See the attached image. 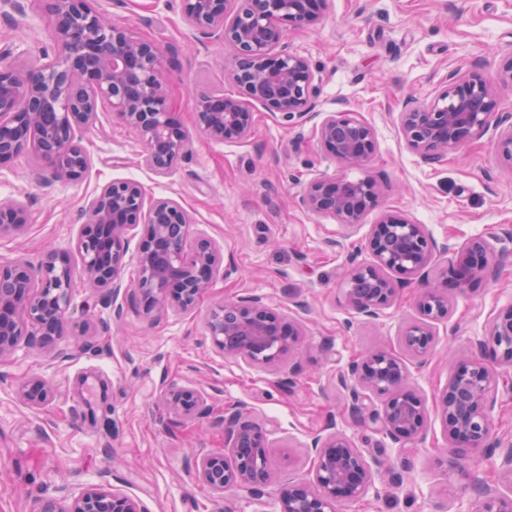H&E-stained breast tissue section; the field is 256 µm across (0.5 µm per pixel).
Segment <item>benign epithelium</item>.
<instances>
[{"label":"benign epithelium","mask_w":512,"mask_h":512,"mask_svg":"<svg viewBox=\"0 0 512 512\" xmlns=\"http://www.w3.org/2000/svg\"><path fill=\"white\" fill-rule=\"evenodd\" d=\"M54 17V54H41L37 66L21 55L0 56V167L10 163L32 142L47 163L49 178L78 182L90 160L77 132L94 124L108 110L131 128L144 145V164L167 175L185 153L186 137L174 122L162 80L164 58L150 40L112 23L91 0H48ZM328 0H180L186 23L204 35L224 41L233 58L230 78L242 97L202 95L196 122L208 138L224 142L246 140L254 124L252 107L271 114L320 121L315 133L321 147L348 167L365 165L375 150V133L348 112L314 111L317 86L309 61L283 46L284 26L302 28L316 21ZM512 84V56L490 79L476 66L453 69L433 102L406 106L397 127L407 146L430 163L493 127L496 152L512 164V113L499 111L496 85ZM381 186L367 175L356 181L345 176L321 177L308 183L300 197L307 211L329 216L350 231L367 209L378 204ZM89 218L78 239L83 273L94 288H106L117 298L129 291L147 315L169 306L193 309L220 270L223 256L209 239L195 233L188 211L175 199L146 200L142 185L132 180L105 184L88 206ZM28 223L25 205L0 200V232L20 231ZM146 225L137 254L138 276L123 284L121 272L131 232ZM369 262L351 263L344 297L356 313L377 319L396 295L386 276L392 270L408 279H422L436 243L425 229L395 210L381 213L365 239ZM491 247L476 237L462 247L452 273L463 288L487 273ZM74 272L68 256L49 250L38 271L23 262L0 265V361L11 357L25 336L50 343L63 331ZM421 318L405 327L402 344L418 364L434 349L433 322L448 314L442 293L427 287L416 296ZM207 329L213 346L226 358L253 367L276 365L299 340L301 325L285 318L258 295L218 305ZM477 352L456 361L439 405L448 442L457 459L486 446L496 401L492 389L512 377L491 368L484 351L501 350L512 363V304L499 310ZM405 361L388 350H377L351 361L337 381L351 390V413L362 417L360 391L387 396L382 412L371 418L395 442L418 441L428 409L423 398L405 387ZM19 396L31 407L52 398V389L32 376L19 385ZM168 408L192 418L210 411L208 396L196 388L165 392ZM270 432L249 419L236 405L224 407V447L208 450L198 461L200 479L215 493L233 490L259 497L271 482L266 450ZM313 477L290 481L277 498V512H336L337 504L363 499L374 487L375 473L363 451L344 433L315 436L309 445ZM479 512H512V496L477 483ZM41 512H146L142 502L105 485L63 496Z\"/></svg>","instance_id":"7a95c632"}]
</instances>
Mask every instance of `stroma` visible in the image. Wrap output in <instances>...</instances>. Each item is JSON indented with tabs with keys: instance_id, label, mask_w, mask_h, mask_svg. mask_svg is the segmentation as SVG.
<instances>
[{
	"instance_id": "obj_1",
	"label": "stroma",
	"mask_w": 512,
	"mask_h": 512,
	"mask_svg": "<svg viewBox=\"0 0 512 512\" xmlns=\"http://www.w3.org/2000/svg\"><path fill=\"white\" fill-rule=\"evenodd\" d=\"M95 5L172 53L164 84L188 152L169 175H157L144 165L136 133L103 112L78 133L90 158L83 181L46 179L42 158L23 153L0 169V199L22 201L29 222L0 233V263L35 267L54 248L80 268L76 244L90 200L104 184L128 179L149 197L179 201L231 271L213 279L193 310L169 307L151 316L134 295L113 303L107 289L76 279L55 343L34 339L0 361V512H38L59 500L61 485L77 493L103 482L141 500L148 512H275L281 486L310 476V438L334 430L351 437L382 473L363 500L340 503L338 512H475L477 477L511 494L498 453L478 448L466 465L456 463L434 409L448 382L449 357L474 352L489 320L512 304V252H502L500 242L512 229V164L494 154L491 129L443 162H427L400 137L396 118L406 102L433 101L452 69L477 63L495 75L512 53V0H329L318 21L287 29L288 52L311 64L317 111L348 112L373 128L375 151L363 170L344 168L324 152L313 122L259 106L247 140L207 138L196 125L198 96L240 94L223 41L191 29L179 0ZM53 23L45 0H0V52L48 46ZM367 173L378 176L384 193L354 230L299 204L315 178ZM386 209L425 225L438 248L426 281L391 273L394 301L369 321L347 306L343 277L349 261L369 260L360 245ZM474 237L491 242L497 254L488 273L462 291L447 271ZM427 283L446 296L448 316L433 324V355L425 364H407V385L431 414L423 440L402 455L398 443L351 416L349 392L336 376L364 352L401 353V329L418 319L415 300ZM251 294L303 329L297 346L269 368L224 358L207 332L214 307ZM87 323L98 326L97 335H80ZM61 351L68 360H57ZM27 376L51 386L45 407L19 398L17 383ZM178 387L207 394L210 413L191 419L171 413L164 392ZM232 404L270 432L272 482L259 499L217 496L196 473L201 451L223 447L224 408Z\"/></svg>"
}]
</instances>
